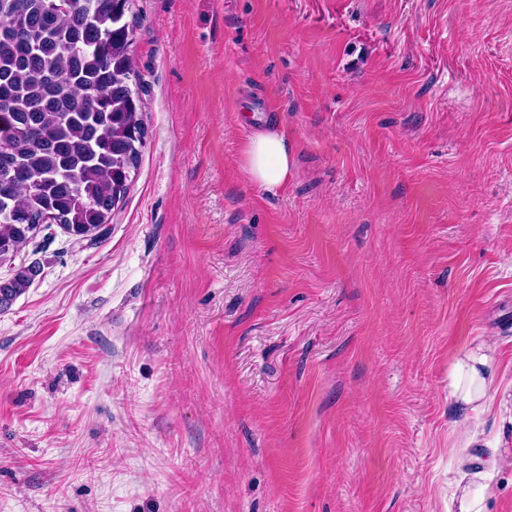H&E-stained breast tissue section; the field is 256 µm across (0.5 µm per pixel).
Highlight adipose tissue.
<instances>
[{"label": "adipose tissue", "instance_id": "adipose-tissue-1", "mask_svg": "<svg viewBox=\"0 0 512 512\" xmlns=\"http://www.w3.org/2000/svg\"><path fill=\"white\" fill-rule=\"evenodd\" d=\"M241 165L249 181L266 192L275 194L285 188L294 167V151L277 123L258 121L243 147ZM494 352V345L486 342L453 361L448 390L462 411L491 409L498 379Z\"/></svg>", "mask_w": 512, "mask_h": 512}]
</instances>
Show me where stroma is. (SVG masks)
<instances>
[{"instance_id": "1", "label": "stroma", "mask_w": 512, "mask_h": 512, "mask_svg": "<svg viewBox=\"0 0 512 512\" xmlns=\"http://www.w3.org/2000/svg\"><path fill=\"white\" fill-rule=\"evenodd\" d=\"M146 146L0 311V512H512V0H134ZM274 120L295 164L240 163ZM14 263V264H15ZM504 432V431H503ZM242 150L241 165L251 183L277 194L288 183L294 151L286 134L271 120H258ZM494 352L495 346L485 342L453 361L448 390L462 411L483 413L491 409L498 379ZM482 479H484V472L475 473L467 482H465L466 476L462 477L455 492L458 512H487L486 486L481 482Z\"/></svg>"}]
</instances>
